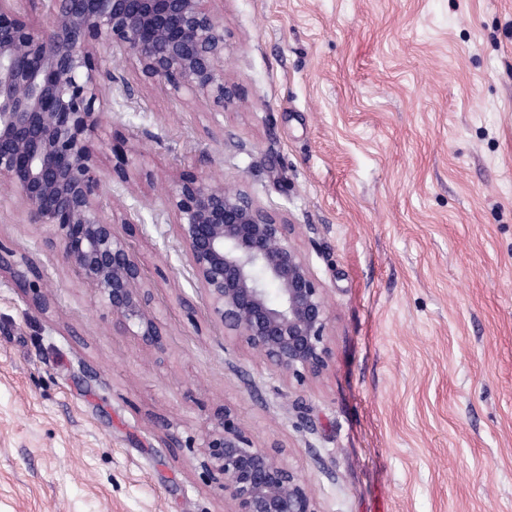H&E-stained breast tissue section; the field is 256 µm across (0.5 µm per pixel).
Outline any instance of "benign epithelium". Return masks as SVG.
<instances>
[{
	"instance_id": "benign-epithelium-1",
	"label": "benign epithelium",
	"mask_w": 512,
	"mask_h": 512,
	"mask_svg": "<svg viewBox=\"0 0 512 512\" xmlns=\"http://www.w3.org/2000/svg\"><path fill=\"white\" fill-rule=\"evenodd\" d=\"M212 0H0V191L30 223L47 226L50 252L96 288L122 335L164 347L152 293L129 243L102 204L104 185L133 189L125 166L105 172L96 134L103 122L104 46L127 48L149 81L195 99L231 104L224 24ZM168 203L192 278L210 318L239 336L282 376L303 384L331 362L325 286L291 239V225L244 187L197 174L173 184ZM36 287L40 267L0 244V273ZM278 286L270 302L266 283ZM206 475L232 512H318L307 482L257 444L236 415H210Z\"/></svg>"
}]
</instances>
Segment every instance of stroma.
Instances as JSON below:
<instances>
[{
	"mask_svg": "<svg viewBox=\"0 0 512 512\" xmlns=\"http://www.w3.org/2000/svg\"><path fill=\"white\" fill-rule=\"evenodd\" d=\"M241 101H195L101 58L97 142L135 193L105 208L152 283L163 350L0 202V512H229L200 448L213 408L311 487L319 512H512V0H216ZM244 187L327 288L332 362L288 385L193 285L166 193ZM43 295L48 309L30 304ZM7 272L12 277L15 288L25 290L37 288L41 279L40 267L27 256L18 255L14 250L0 244V274Z\"/></svg>",
	"mask_w": 512,
	"mask_h": 512,
	"instance_id": "1",
	"label": "stroma"
}]
</instances>
